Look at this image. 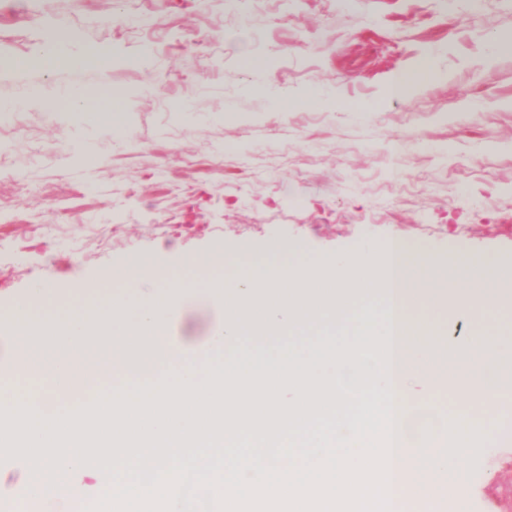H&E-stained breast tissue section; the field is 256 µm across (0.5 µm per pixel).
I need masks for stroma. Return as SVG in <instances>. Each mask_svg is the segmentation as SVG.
I'll use <instances>...</instances> for the list:
<instances>
[{"mask_svg":"<svg viewBox=\"0 0 512 512\" xmlns=\"http://www.w3.org/2000/svg\"><path fill=\"white\" fill-rule=\"evenodd\" d=\"M511 39L512 0H0V311L39 284L77 303L133 252L512 263ZM98 83L125 138L72 115ZM508 415L463 464L484 512H512Z\"/></svg>","mask_w":512,"mask_h":512,"instance_id":"1","label":"stroma"}]
</instances>
